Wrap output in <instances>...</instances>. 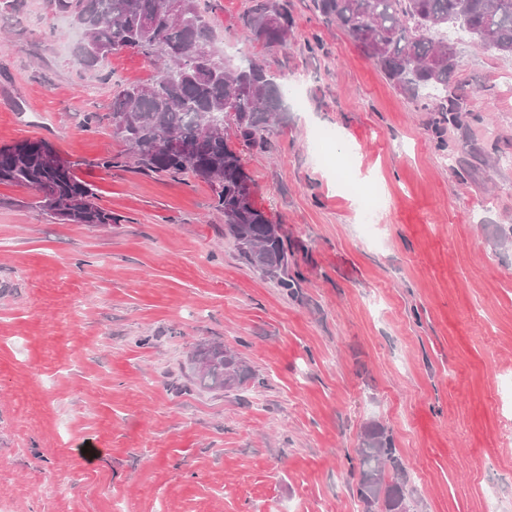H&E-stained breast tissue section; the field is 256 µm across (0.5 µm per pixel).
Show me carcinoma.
I'll use <instances>...</instances> for the list:
<instances>
[{
	"label": "carcinoma",
	"instance_id": "1",
	"mask_svg": "<svg viewBox=\"0 0 512 512\" xmlns=\"http://www.w3.org/2000/svg\"><path fill=\"white\" fill-rule=\"evenodd\" d=\"M51 2L55 13L77 15L75 27L83 34L74 51L77 67L93 68L122 51L141 53L158 65L153 80L122 86L112 101L110 126H125L121 141L129 148L127 157L142 171L190 173L206 183L216 210L224 214V235L241 260L279 287L296 290L280 225L256 206L242 154L225 134L231 125L241 143H267L271 125L288 112L283 84L258 59L243 65L226 60L214 47L200 0H180L173 18L165 14L164 0ZM313 5L326 22L344 29L398 90L457 126L467 109L464 95H448L459 67L448 30L512 56V0H313ZM242 23L251 41L283 46L291 27L288 0H254ZM172 139L189 152L172 150ZM2 183L34 191V205L65 223L113 221L75 164L44 139L0 146ZM189 362L194 382L205 391H230L248 379L239 355L221 344L199 343ZM358 454L356 494L364 512H410L397 480L404 469L392 435L378 425L366 427Z\"/></svg>",
	"mask_w": 512,
	"mask_h": 512
}]
</instances>
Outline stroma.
Masks as SVG:
<instances>
[{
    "label": "stroma",
    "mask_w": 512,
    "mask_h": 512,
    "mask_svg": "<svg viewBox=\"0 0 512 512\" xmlns=\"http://www.w3.org/2000/svg\"><path fill=\"white\" fill-rule=\"evenodd\" d=\"M209 2L226 55L301 87L267 147L241 149L299 287L240 260L192 175L99 167L126 151L106 116L149 59L81 70L48 0L1 11L0 145L51 142L114 221L65 223L0 184V512H362L371 423L416 512H512V57L461 43L469 113L443 151L435 113L312 0H288L273 48L246 36L252 0ZM356 185L384 199L373 228ZM205 341L240 354L242 387L194 385Z\"/></svg>",
    "instance_id": "stroma-1"
}]
</instances>
